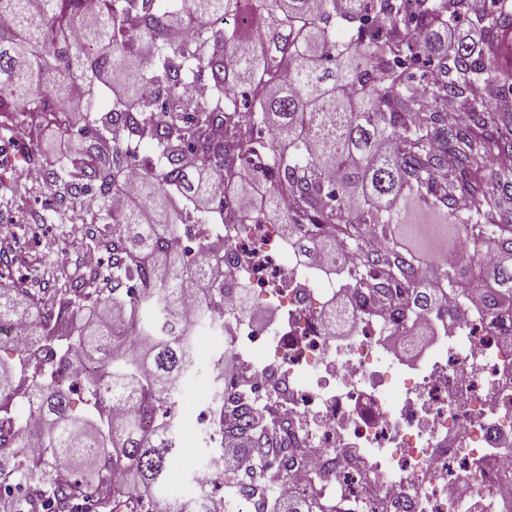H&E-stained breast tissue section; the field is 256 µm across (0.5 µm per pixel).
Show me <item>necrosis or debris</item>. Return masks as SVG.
<instances>
[{
    "mask_svg": "<svg viewBox=\"0 0 512 512\" xmlns=\"http://www.w3.org/2000/svg\"><path fill=\"white\" fill-rule=\"evenodd\" d=\"M240 216L229 204L223 224L195 231L224 234L225 352L243 366L224 392L248 385L260 413L288 424L302 456L285 482L338 512H512V339L479 307L443 299L423 320L436 338L417 353L402 311L350 282V250L337 247L342 278L326 280L323 259L287 256L279 225ZM243 281L274 313L263 332L238 303ZM338 295L344 336L326 316ZM249 475L191 468L194 493L218 487L227 512H265L269 491H244Z\"/></svg>",
    "mask_w": 512,
    "mask_h": 512,
    "instance_id": "1",
    "label": "necrosis or debris"
}]
</instances>
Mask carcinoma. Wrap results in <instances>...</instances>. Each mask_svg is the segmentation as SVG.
Wrapping results in <instances>:
<instances>
[{"label": "carcinoma", "instance_id": "1", "mask_svg": "<svg viewBox=\"0 0 512 512\" xmlns=\"http://www.w3.org/2000/svg\"><path fill=\"white\" fill-rule=\"evenodd\" d=\"M83 2L0 0V118H37L82 143L49 174L72 194L98 193L86 245L106 257L101 270L53 279L45 315L25 278L0 282V321L27 336L0 362V512H221L207 497L160 496L197 343L172 323L204 324L224 303V236L186 252L178 225L222 224L234 200L241 223L282 224L297 252L328 258L335 245L313 230L330 224L353 253L355 286L410 316L429 314L439 291L511 310L512 168L494 190L482 171L512 150V68L494 65L512 19L504 0H482L488 53L461 41L450 55L448 23L471 20L470 0H254L247 11L245 0H97L91 13ZM144 39L154 65L141 69ZM197 82L209 99L189 93ZM421 85L450 108L416 117ZM133 165L139 205L116 213L110 190ZM427 196L466 243L430 280L397 244L370 242L398 223L401 201ZM202 285L196 314L185 295ZM213 390L222 445L245 447L272 484L296 453L284 428L254 416L246 390L226 398L218 378ZM113 402L128 415L112 419ZM288 510L336 512L301 496Z\"/></svg>", "mask_w": 512, "mask_h": 512}]
</instances>
